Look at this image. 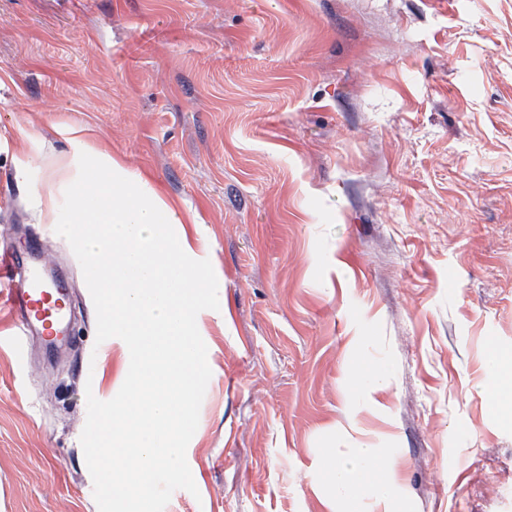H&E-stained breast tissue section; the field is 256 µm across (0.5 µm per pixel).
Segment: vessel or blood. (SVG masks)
I'll return each instance as SVG.
<instances>
[{"mask_svg": "<svg viewBox=\"0 0 512 512\" xmlns=\"http://www.w3.org/2000/svg\"><path fill=\"white\" fill-rule=\"evenodd\" d=\"M6 303L11 328L8 343L23 348L27 339L40 337L48 346L65 338L69 313L66 291L27 253L12 247L0 249V303Z\"/></svg>", "mask_w": 512, "mask_h": 512, "instance_id": "b4317fda", "label": "vessel or blood"}]
</instances>
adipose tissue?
<instances>
[{
  "instance_id": "adipose-tissue-1",
  "label": "adipose tissue",
  "mask_w": 512,
  "mask_h": 512,
  "mask_svg": "<svg viewBox=\"0 0 512 512\" xmlns=\"http://www.w3.org/2000/svg\"><path fill=\"white\" fill-rule=\"evenodd\" d=\"M380 463L378 450L366 446L352 449L345 456H332L329 473L336 488L347 495L345 512H357L366 494L371 493L381 499L386 497L387 486H370L367 479L369 472Z\"/></svg>"
}]
</instances>
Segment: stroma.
Masks as SVG:
<instances>
[{
  "label": "stroma",
  "instance_id": "stroma-1",
  "mask_svg": "<svg viewBox=\"0 0 512 512\" xmlns=\"http://www.w3.org/2000/svg\"><path fill=\"white\" fill-rule=\"evenodd\" d=\"M98 150L218 280L198 491L165 512H340L329 456L362 444L390 484L363 512H512L486 362L512 355V0H0V241L51 258L75 322L59 356L0 347V512H98L86 396L129 350L15 179Z\"/></svg>",
  "mask_w": 512,
  "mask_h": 512
}]
</instances>
